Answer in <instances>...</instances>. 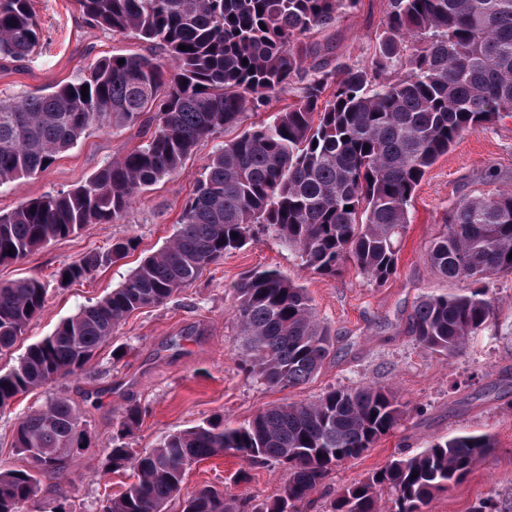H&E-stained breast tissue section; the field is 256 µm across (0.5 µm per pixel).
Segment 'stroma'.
<instances>
[{"instance_id": "obj_1", "label": "stroma", "mask_w": 512, "mask_h": 512, "mask_svg": "<svg viewBox=\"0 0 512 512\" xmlns=\"http://www.w3.org/2000/svg\"><path fill=\"white\" fill-rule=\"evenodd\" d=\"M32 8L42 38L25 59H0V99L85 77L90 65L104 56L159 53L152 44L103 29L84 15L76 0H33ZM385 8L386 0H356L311 38L328 48L331 63L370 66ZM141 137L137 126L87 131L43 173L0 186V213L75 187ZM224 140L220 134L201 143L181 172L143 191L120 221L86 225L21 260L0 264V282L34 276L48 288L40 316L13 348L0 353L1 371L17 365L30 344L121 285L142 260L165 245L204 164ZM505 188H512V117L464 134L427 170L412 201L396 269L386 282L375 284L352 271L319 276L303 269L278 240L264 236L225 254L164 303L131 313L81 373L32 390L0 409L2 468H25L24 457L12 446L14 430L21 418L53 396L74 403L91 438L90 448L74 453L64 471L42 477L23 512H101L109 499L122 493L130 478L110 470L107 454L130 407L146 411L129 440L131 448L142 451L166 434L207 418L220 417L237 426L271 405L311 401L334 388L370 384L397 391L406 405L404 419L362 456L337 466L311 493L305 512H328L337 488L364 480L432 439L462 432L491 434L496 447L462 484L436 496L427 512H471L486 498L496 502L499 512H512V276L490 281L493 325L474 337L462 355L441 357L419 347L408 332L409 316L421 297L469 287L465 281L442 279L427 259L428 247L451 209L464 198ZM130 237L137 248L125 259L84 281L57 287L53 275L60 267ZM265 266L280 269L306 288L319 318L334 334L321 371L298 387L263 386L240 366L232 287L245 272ZM243 469L248 478L240 483L236 477ZM286 478L283 467L249 469L239 458L224 455L194 465L184 490L212 485L257 503L274 497Z\"/></svg>"}]
</instances>
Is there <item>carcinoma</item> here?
I'll list each match as a JSON object with an SVG mask.
<instances>
[{
  "instance_id": "carcinoma-1",
  "label": "carcinoma",
  "mask_w": 512,
  "mask_h": 512,
  "mask_svg": "<svg viewBox=\"0 0 512 512\" xmlns=\"http://www.w3.org/2000/svg\"><path fill=\"white\" fill-rule=\"evenodd\" d=\"M77 2L102 27L156 45L163 56L103 57L78 82L0 100V186L45 171L90 129L140 124L150 131L74 188L0 214V263L87 224L121 220L144 188L181 169L200 142L240 124L306 72L311 77L295 104L209 158L166 246L0 373L1 409L78 374L127 315L162 304L224 254L262 235L322 277L352 268L386 281L426 171L464 133L512 114V0H387L369 68L319 62V50L302 40L334 23L354 0ZM40 35L31 0H0V59L25 58ZM398 67L404 74L394 80ZM135 248L128 238L88 254L61 267L57 282L85 279ZM511 253V189L456 204L428 260L446 280L475 288L417 301L410 316L415 341L452 358L485 332L494 317L486 284L512 275ZM46 296L38 278L0 282V351L40 315ZM234 297L248 375L281 389L317 376L332 337L306 289L267 267L246 273ZM404 414L386 386L334 388L313 401L262 409L238 427L207 419L136 452L127 438L142 410L133 406L112 437L108 461L114 472L133 470L136 482L103 512H167L186 470L224 454L248 465H281L288 480L277 495L251 505L207 486L183 499L181 512H303L310 492L336 466L374 447ZM81 427L65 397L20 420L13 448L28 467L0 471V512H21L39 477L66 467ZM494 448L487 434L435 439L336 490L329 512H381L383 492L389 512H426L435 495L463 483Z\"/></svg>"
}]
</instances>
